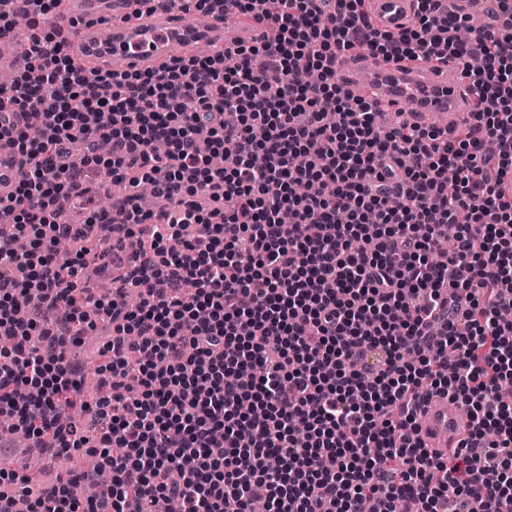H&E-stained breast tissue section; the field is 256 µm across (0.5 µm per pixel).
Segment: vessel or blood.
I'll return each instance as SVG.
<instances>
[{"label":"vessel or blood","instance_id":"b4317fda","mask_svg":"<svg viewBox=\"0 0 512 512\" xmlns=\"http://www.w3.org/2000/svg\"><path fill=\"white\" fill-rule=\"evenodd\" d=\"M376 26L397 34L412 13L414 0H368ZM135 0H67L65 12L53 23L70 51L98 69H160L189 56L195 48L213 43L228 48L247 44L270 30L260 13L226 28L222 12L205 20L178 10L136 14ZM354 95L392 110L407 108L419 123L435 121L438 130L455 136L475 103L459 71L435 61H361L345 80ZM18 160L0 143V186L14 184ZM467 419L447 396L430 397L418 417L419 435L426 447L444 454L466 437Z\"/></svg>","mask_w":512,"mask_h":512}]
</instances>
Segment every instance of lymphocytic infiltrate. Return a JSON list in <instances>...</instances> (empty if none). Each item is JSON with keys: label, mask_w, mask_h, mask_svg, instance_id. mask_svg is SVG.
<instances>
[{"label": "lymphocytic infiltrate", "mask_w": 512, "mask_h": 512, "mask_svg": "<svg viewBox=\"0 0 512 512\" xmlns=\"http://www.w3.org/2000/svg\"><path fill=\"white\" fill-rule=\"evenodd\" d=\"M267 12L272 40L177 60L162 72L87 69L56 30L31 34L0 141L20 178L0 191V416L99 471L58 480L29 512H512V21H465L415 0L400 34L365 0H221ZM454 63L476 98L458 137L350 97L346 55ZM482 69L469 65L473 56ZM57 109L45 112L43 98ZM26 114L25 126L11 122ZM235 156L232 168L209 154ZM136 177L174 212L115 203L111 224L61 222L88 174ZM144 239L109 295L61 265L66 239ZM446 336L433 341L435 312ZM107 331V399L81 392L70 347ZM467 410L470 437L429 452L431 394ZM89 489L83 498L73 482Z\"/></svg>", "instance_id": "1"}]
</instances>
